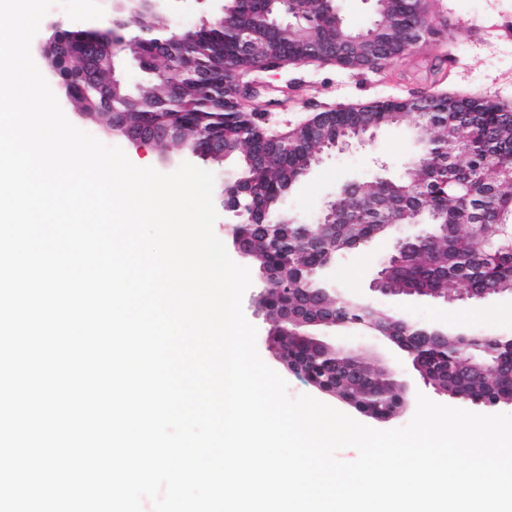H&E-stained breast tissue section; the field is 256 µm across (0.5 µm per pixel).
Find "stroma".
I'll use <instances>...</instances> for the list:
<instances>
[{
    "instance_id": "1",
    "label": "stroma",
    "mask_w": 512,
    "mask_h": 512,
    "mask_svg": "<svg viewBox=\"0 0 512 512\" xmlns=\"http://www.w3.org/2000/svg\"><path fill=\"white\" fill-rule=\"evenodd\" d=\"M172 25L194 28L206 22L216 5L214 0H160ZM432 14L439 22V33L409 57L396 59L383 68L352 71L333 65L305 64L287 69L252 73L251 82L259 87L258 102L266 118L263 127L285 132L327 108L345 107L357 102L406 99L427 92L467 97H486L512 105V0H433ZM408 125L390 127L366 143L344 149H320L319 162L284 200L288 213L301 222L314 223L326 198L347 180L374 176L400 178L415 157ZM128 159L139 166L162 173L174 172L183 162L214 173L216 181L232 175V162L215 164L173 151L161 155L153 145H124ZM422 225L398 227L394 235L379 238L343 256L336 264V282L344 291L369 295L379 259L389 254L397 239L422 232ZM262 290L253 280L243 296V311L257 329L256 346L263 361L283 374L290 397L312 394V387L287 374L268 345L271 324L258 312L254 300ZM410 320L441 321L449 326L487 334H512V295L504 293L483 300H455L398 295L389 302ZM357 357L380 361L407 382L406 406L400 414L383 422L365 418L364 423L379 430L407 425L417 408L418 395L460 409L467 401L436 393L413 368L408 356L378 339L345 337Z\"/></svg>"
}]
</instances>
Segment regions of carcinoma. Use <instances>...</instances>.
<instances>
[{
    "mask_svg": "<svg viewBox=\"0 0 512 512\" xmlns=\"http://www.w3.org/2000/svg\"><path fill=\"white\" fill-rule=\"evenodd\" d=\"M307 22L270 26L266 53L286 67L307 60L346 69H379L388 62L413 54L433 30L426 24L427 0H384L369 29L376 31L380 49L375 54L343 52L346 36L338 28L332 4L326 0H296ZM232 26L245 30L269 13L270 0H225ZM55 41L67 48L51 69L66 88L67 99L79 111L122 112L127 126L149 129L167 126L172 137L158 145L190 150L201 127L217 137L232 140L228 160L235 164V180L254 189L239 197L240 211L265 207L279 215L273 231L252 224L242 226L250 243L252 263L276 271L281 284L267 290L265 298L272 326H277L285 288H321V266L390 231L407 212L421 215L431 225L423 239L412 242L410 254L395 265L389 259L378 265L375 277H386L393 288H422L441 296L461 285L472 292L498 288L512 292V254L490 252L482 244L495 224H512V109L484 99L461 98L448 104L444 97L424 100L426 122L415 126L418 144L417 176L423 189L414 191L401 180L377 177L354 182L336 196V223L308 225L315 238L327 237L318 247L300 248L298 225L283 209V200L301 178L311 150L320 140L329 143L350 138L353 128L366 135L398 126L409 116L399 101H380L326 111L311 120L313 127L295 128L285 137L267 134L252 115L241 110L237 91L240 76L256 62L239 53L237 43L224 28L202 25L194 31L197 48L190 54V71L179 47L156 56L153 46L135 37L128 54L140 61L145 77L135 87L112 90L111 64L102 58L93 75L84 79L78 64L85 59L84 31L63 27ZM111 92L103 104L101 91ZM308 314L324 321L330 314L326 300L300 299ZM336 331L360 330L385 336L397 329L392 313L353 297L335 304ZM427 372V383L448 396L474 404L512 405V348L487 338L482 332L464 336L448 330V340L427 344L417 352ZM288 364L303 365L307 380L335 387L336 399L357 413L388 419L405 404V391L395 386L391 370L376 367L348 353H325L304 342H288Z\"/></svg>",
    "mask_w": 512,
    "mask_h": 512,
    "instance_id": "obj_1",
    "label": "carcinoma"
}]
</instances>
